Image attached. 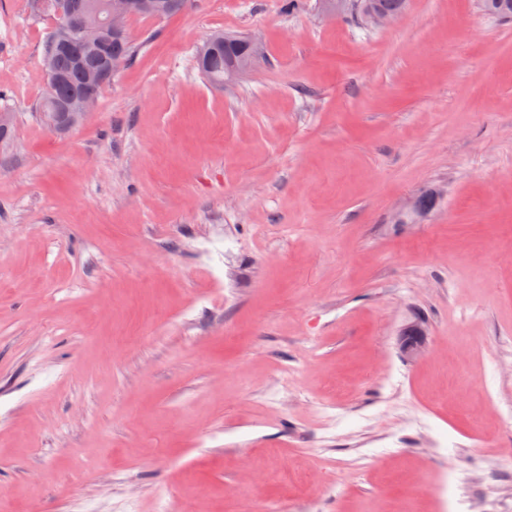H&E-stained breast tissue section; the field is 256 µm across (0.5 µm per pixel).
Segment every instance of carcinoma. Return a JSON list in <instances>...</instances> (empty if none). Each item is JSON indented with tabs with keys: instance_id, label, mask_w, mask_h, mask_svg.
Wrapping results in <instances>:
<instances>
[{
	"instance_id": "cac0c4a2",
	"label": "carcinoma",
	"mask_w": 512,
	"mask_h": 512,
	"mask_svg": "<svg viewBox=\"0 0 512 512\" xmlns=\"http://www.w3.org/2000/svg\"><path fill=\"white\" fill-rule=\"evenodd\" d=\"M355 5L344 11V15H355L364 21L374 16H401L407 0H354ZM190 0H152L153 7L138 10L132 17L167 18L185 10ZM485 12L501 19H512V0H481ZM65 31L54 25L45 45L43 68L46 77V89L36 105L40 114L52 111L54 103L76 102L88 91L87 73L102 70L112 80L119 68L124 65L135 51V43L129 33L112 32V21L104 24L101 33L93 39V44L84 47L80 56H74L62 47ZM250 55V38L228 32L218 31L211 35L195 51V63L206 81L213 86H224V71L241 65ZM433 204L429 192L419 195L406 218L412 219L426 212Z\"/></svg>"
}]
</instances>
